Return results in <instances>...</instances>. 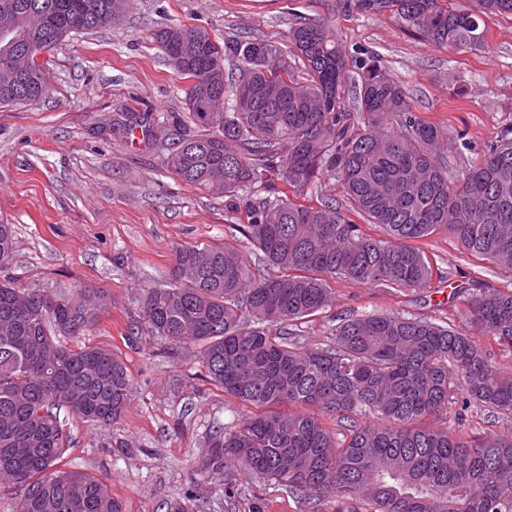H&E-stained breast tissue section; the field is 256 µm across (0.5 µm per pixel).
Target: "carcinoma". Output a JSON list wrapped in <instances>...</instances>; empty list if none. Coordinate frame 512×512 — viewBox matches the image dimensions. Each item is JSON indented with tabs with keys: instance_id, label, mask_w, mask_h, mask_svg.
<instances>
[{
	"instance_id": "obj_1",
	"label": "carcinoma",
	"mask_w": 512,
	"mask_h": 512,
	"mask_svg": "<svg viewBox=\"0 0 512 512\" xmlns=\"http://www.w3.org/2000/svg\"><path fill=\"white\" fill-rule=\"evenodd\" d=\"M344 0L357 14L387 13L421 39L452 49L485 42L484 16L512 0ZM130 0H0V22L39 52L73 33L103 30ZM151 39L188 80L185 111L162 120L164 166L246 212L237 225L261 261L257 275L229 244L181 245L168 283L144 291L135 328L176 347L196 343L207 381L255 408L213 430L209 462L238 466L313 501L365 502L371 512H512V436H463L475 405L512 415V371L475 336L512 348V289L479 288L463 327L400 314L344 319L325 348L288 326L333 302L329 282L427 288L434 269L414 244L441 229L470 253L512 271V122L472 166L442 155L451 132L422 121L374 55L348 56L325 23L290 28L289 44L220 40L202 26L166 24ZM301 59L305 77L296 74ZM44 65L0 57V108L46 96ZM353 95L354 110L345 99ZM151 114L114 123L124 135ZM323 179L386 238H369L331 200L300 201ZM0 223V269L13 257ZM104 295L73 297L0 280V495L16 512H124L109 485L66 468L61 410L93 427L122 417L125 363L100 346L60 337L95 323ZM279 331L271 332V327ZM456 404L457 427L441 422ZM342 427L338 441L327 426Z\"/></svg>"
}]
</instances>
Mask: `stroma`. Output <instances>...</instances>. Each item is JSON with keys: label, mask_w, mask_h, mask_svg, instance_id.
<instances>
[{"label": "stroma", "mask_w": 512, "mask_h": 512, "mask_svg": "<svg viewBox=\"0 0 512 512\" xmlns=\"http://www.w3.org/2000/svg\"><path fill=\"white\" fill-rule=\"evenodd\" d=\"M328 22L347 53L379 56L425 122L462 137L466 159L512 121V16L485 20V44L451 50L423 41L388 15L342 11L339 0H131L112 28L71 35L51 53L49 94L0 108V222L16 252L6 272L22 288L106 291L109 304L71 347L102 346L126 364L131 389L118 423L100 429L67 418L71 468L106 481L125 512H167L190 497L207 512H309L307 502L237 467L206 463L209 435L246 413L210 384L198 345L173 348L134 330L143 289L164 284L174 250L229 243L250 253L222 197L188 186L162 164V145L112 133L121 112L153 119L183 109L186 86L151 40L166 23L202 26L220 38L287 42L296 18ZM443 283L421 290L331 283V307L299 321L302 346L329 344L341 319L401 313L461 325L474 288L512 289V272L471 255L447 232L417 240Z\"/></svg>", "instance_id": "1"}]
</instances>
